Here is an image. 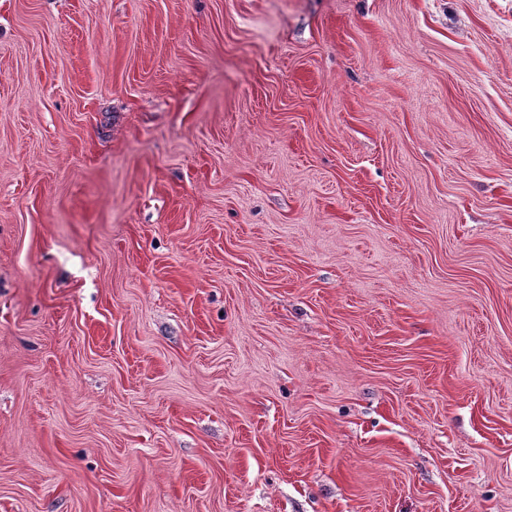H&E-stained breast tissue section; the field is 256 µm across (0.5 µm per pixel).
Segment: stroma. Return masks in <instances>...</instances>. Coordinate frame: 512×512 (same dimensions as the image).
I'll use <instances>...</instances> for the list:
<instances>
[{"label":"stroma","instance_id":"stroma-1","mask_svg":"<svg viewBox=\"0 0 512 512\" xmlns=\"http://www.w3.org/2000/svg\"><path fill=\"white\" fill-rule=\"evenodd\" d=\"M0 512H512V0H0Z\"/></svg>","mask_w":512,"mask_h":512}]
</instances>
